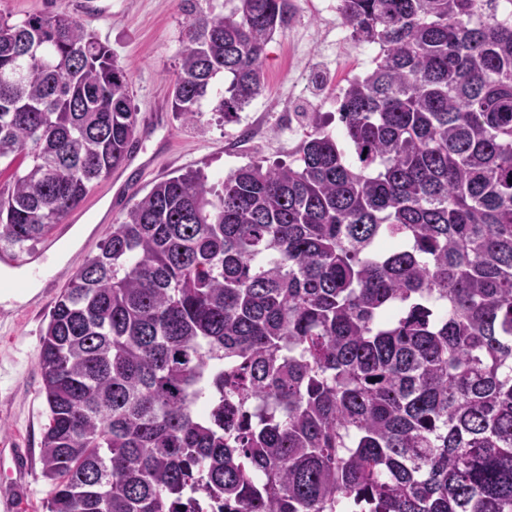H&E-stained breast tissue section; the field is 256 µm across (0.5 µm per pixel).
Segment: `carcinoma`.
<instances>
[{"instance_id": "obj_1", "label": "carcinoma", "mask_w": 512, "mask_h": 512, "mask_svg": "<svg viewBox=\"0 0 512 512\" xmlns=\"http://www.w3.org/2000/svg\"><path fill=\"white\" fill-rule=\"evenodd\" d=\"M192 15L171 110L265 88L291 0ZM373 68L287 165L166 176L54 301L45 512H512V16L338 0ZM132 81L67 14L0 17V240L133 150Z\"/></svg>"}]
</instances>
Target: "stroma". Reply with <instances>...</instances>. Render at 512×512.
<instances>
[{
  "label": "stroma",
  "instance_id": "1",
  "mask_svg": "<svg viewBox=\"0 0 512 512\" xmlns=\"http://www.w3.org/2000/svg\"><path fill=\"white\" fill-rule=\"evenodd\" d=\"M293 10L288 30L275 34L266 47L264 92L241 112L239 122H218L208 111L185 122L168 110L188 21L182 0H0V15L14 21L33 13H66L79 20L129 71L137 113L166 107L162 126L143 141L156 161L137 177L126 198L130 204L177 171L201 168L214 177L256 161L289 163L299 139L293 113H324L329 130L338 131L339 90L370 66V58L352 40L339 12L326 10L325 0H293ZM109 186L106 180L94 185L80 206L87 230L63 243L64 259L72 266L96 254L112 231L95 221L109 201ZM50 310L47 304L29 309L21 301L0 302V449H19L32 465L25 496L8 504L0 500V512L10 507L44 512L52 489L41 474L40 442L49 411L38 363Z\"/></svg>",
  "mask_w": 512,
  "mask_h": 512
}]
</instances>
